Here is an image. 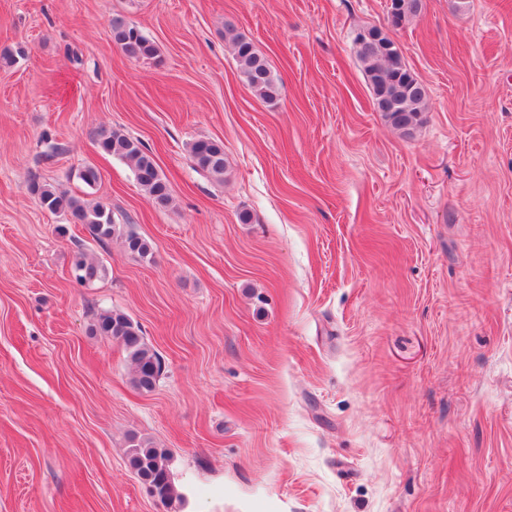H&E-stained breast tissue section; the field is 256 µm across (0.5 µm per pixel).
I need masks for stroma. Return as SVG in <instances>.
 Instances as JSON below:
<instances>
[{"label": "stroma", "mask_w": 512, "mask_h": 512, "mask_svg": "<svg viewBox=\"0 0 512 512\" xmlns=\"http://www.w3.org/2000/svg\"><path fill=\"white\" fill-rule=\"evenodd\" d=\"M388 2L0 0V51H25L0 66V512H512V0H421L396 32L428 92L409 135L353 48ZM116 18L154 58L113 44ZM104 129L152 155L168 207ZM33 181L107 204L150 254ZM80 250L104 278L74 281ZM109 310L161 356L154 391L91 334ZM139 438L168 454L169 504L129 466ZM230 42L242 79L254 96L264 102L275 100L283 85L266 58L245 36L235 35ZM190 152L198 167L216 178L224 177L225 160L222 143L207 138L196 139L190 144ZM28 190L42 209L54 215L69 217L67 220L70 223L84 224L95 241L101 243L114 236L120 237L131 254L141 258L149 255V242L132 231H124L121 224H114L112 210L106 204L68 197L48 183L33 182Z\"/></svg>", "instance_id": "obj_1"}]
</instances>
